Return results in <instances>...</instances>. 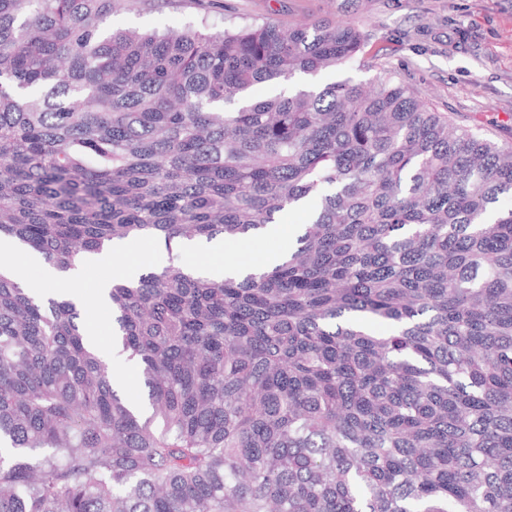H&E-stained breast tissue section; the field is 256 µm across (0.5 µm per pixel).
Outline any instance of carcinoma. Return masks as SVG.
Wrapping results in <instances>:
<instances>
[{
    "mask_svg": "<svg viewBox=\"0 0 512 512\" xmlns=\"http://www.w3.org/2000/svg\"><path fill=\"white\" fill-rule=\"evenodd\" d=\"M122 0H0V241L256 237L243 279L111 289L152 413L79 310L0 274V512H512V151L358 62L349 23L105 30ZM275 242L264 241V243L251 240L235 241L234 247L240 259L248 264L258 263L267 250L275 247Z\"/></svg>",
    "mask_w": 512,
    "mask_h": 512,
    "instance_id": "carcinoma-1",
    "label": "carcinoma"
}]
</instances>
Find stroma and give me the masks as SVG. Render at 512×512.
<instances>
[{
  "label": "stroma",
  "instance_id": "obj_1",
  "mask_svg": "<svg viewBox=\"0 0 512 512\" xmlns=\"http://www.w3.org/2000/svg\"><path fill=\"white\" fill-rule=\"evenodd\" d=\"M216 30L274 20L351 23L369 70L417 89L449 123L512 146V0H137L108 28Z\"/></svg>",
  "mask_w": 512,
  "mask_h": 512
}]
</instances>
